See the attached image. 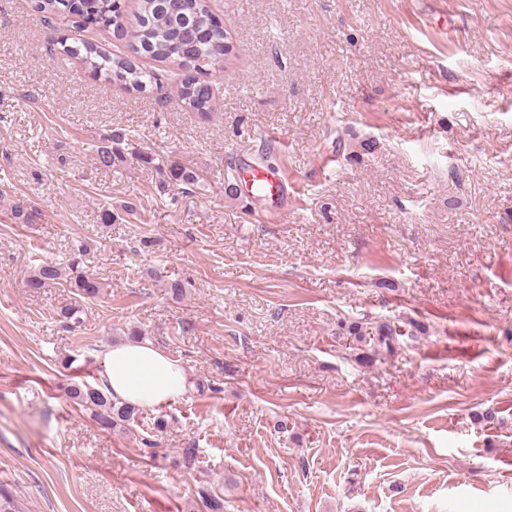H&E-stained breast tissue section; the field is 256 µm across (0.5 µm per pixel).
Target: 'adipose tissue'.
<instances>
[{"label":"adipose tissue","mask_w":512,"mask_h":512,"mask_svg":"<svg viewBox=\"0 0 512 512\" xmlns=\"http://www.w3.org/2000/svg\"><path fill=\"white\" fill-rule=\"evenodd\" d=\"M101 357V380L115 401L158 406L181 395L186 387L184 368L150 342L115 344Z\"/></svg>","instance_id":"obj_1"}]
</instances>
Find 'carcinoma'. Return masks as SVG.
I'll return each instance as SVG.
<instances>
[{
  "label": "carcinoma",
  "mask_w": 512,
  "mask_h": 512,
  "mask_svg": "<svg viewBox=\"0 0 512 512\" xmlns=\"http://www.w3.org/2000/svg\"><path fill=\"white\" fill-rule=\"evenodd\" d=\"M35 11L44 14V23L51 31L50 45L59 44L64 52L77 58L88 72L107 82L124 84L134 90L154 88L165 91L159 75L139 66L137 58L145 56L159 61H168L185 71L175 90L176 97L189 108L208 113L213 108L214 91L204 79L211 68L221 66L231 54L226 30L221 18L212 12L208 0H138L132 17L124 14L122 0H35ZM67 19L68 26L82 30L86 27L109 29L111 27L128 33L131 37L130 53L124 56H109L98 46L82 38L68 37L58 32L54 19ZM125 135L116 133L97 146L96 161L103 168H112L126 161L120 145ZM164 179L194 185L197 174L177 163L156 167ZM13 218L24 224H35L38 211L24 196L8 200ZM87 246L79 244L66 264L43 262L35 268L28 279V287L46 288L61 284L73 289L81 299L96 297L101 282L94 274L85 270L83 256ZM80 305L63 307L59 316L71 329L82 324ZM68 397L76 405L91 412L100 428L110 430L121 422L135 421V407L116 402L101 385L74 383L67 390ZM0 512H22L20 502L3 485H0Z\"/></svg>",
  "instance_id": "cac0c4a2"
}]
</instances>
